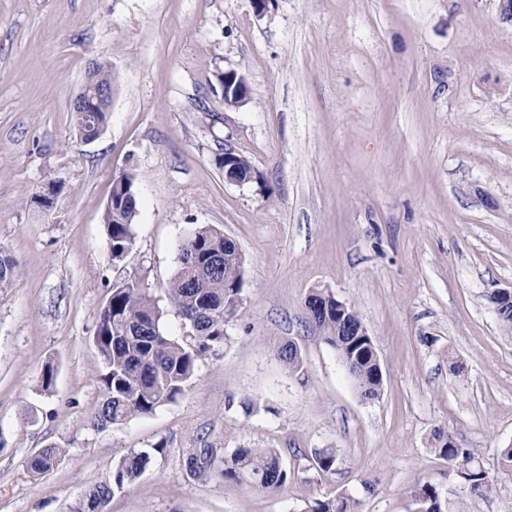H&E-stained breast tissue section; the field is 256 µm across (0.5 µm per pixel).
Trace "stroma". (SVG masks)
<instances>
[{
	"mask_svg": "<svg viewBox=\"0 0 512 512\" xmlns=\"http://www.w3.org/2000/svg\"><path fill=\"white\" fill-rule=\"evenodd\" d=\"M112 68L110 118L77 139L71 102ZM242 70L226 108L215 68ZM258 175L225 181L217 154ZM142 176L135 249L112 263L115 176ZM61 184L50 211L31 198ZM212 225L245 258L243 301L190 388L153 415L94 429L92 340L119 282L165 308L178 248ZM0 512H69L132 451L152 453L108 512H307L347 490L362 512H413L423 480L465 512H512V331L489 300L512 286V26L497 0H0ZM350 304L383 382L362 401L309 324L312 289ZM294 341L305 376L279 361ZM55 384L42 387L46 364ZM451 433L497 481L484 496L430 449ZM276 448V495L188 477L190 449ZM60 448L38 478L29 457ZM338 455L323 474L307 459Z\"/></svg>",
	"mask_w": 512,
	"mask_h": 512,
	"instance_id": "35a3bbf8",
	"label": "stroma"
}]
</instances>
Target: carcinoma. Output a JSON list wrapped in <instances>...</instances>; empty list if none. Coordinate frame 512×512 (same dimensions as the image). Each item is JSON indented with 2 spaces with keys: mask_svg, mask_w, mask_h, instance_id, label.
I'll use <instances>...</instances> for the list:
<instances>
[{
  "mask_svg": "<svg viewBox=\"0 0 512 512\" xmlns=\"http://www.w3.org/2000/svg\"><path fill=\"white\" fill-rule=\"evenodd\" d=\"M90 78L98 88L112 85V72L105 63H92ZM108 111L89 96L81 110L73 113L80 140L98 136ZM139 174L131 169L118 175L104 213L109 258L122 262L135 246L133 228L137 214ZM177 270L171 281L169 304L179 313L189 334L183 339L164 334L163 309L139 287L115 285L100 312L93 344L101 359V400L91 418L97 429L135 417L154 414L162 406L180 398L195 376L198 363L224 343V325L242 304L244 260L238 247L211 225L195 227L179 246ZM18 275L17 263L0 249V288H9ZM309 322L324 334L350 367L359 395L369 397L382 388V372L370 336H344L339 319L357 323L354 310L336 317V298L315 290L304 301ZM276 354L288 371L304 373L300 350L295 342L276 346ZM431 450L448 463L455 476L472 493L483 496L491 491L494 479L462 448L453 436L438 430ZM61 452L49 445L32 454L27 462L36 477L58 464ZM147 451H133L115 464L112 477L76 500L70 512H108L115 493L134 483L150 461ZM323 473L335 470L337 454L332 448H316L313 454ZM187 472L196 479L233 480L247 483L269 494H277L288 483L280 452L275 448H238L230 456L219 455L208 444L190 450ZM412 498L415 512H438L441 491L434 484L418 483ZM309 512H361L360 503L345 491L318 499Z\"/></svg>",
  "mask_w": 512,
  "mask_h": 512,
  "instance_id": "carcinoma-1",
  "label": "carcinoma"
}]
</instances>
